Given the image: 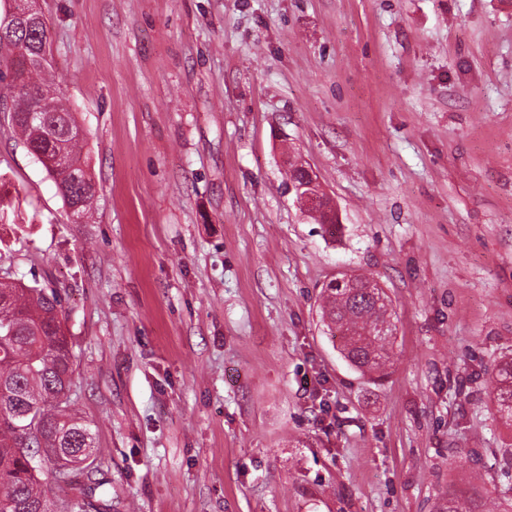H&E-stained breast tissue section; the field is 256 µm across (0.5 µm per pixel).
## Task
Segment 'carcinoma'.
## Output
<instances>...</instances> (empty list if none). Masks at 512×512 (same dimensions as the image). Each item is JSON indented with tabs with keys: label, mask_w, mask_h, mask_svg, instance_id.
Instances as JSON below:
<instances>
[{
	"label": "carcinoma",
	"mask_w": 512,
	"mask_h": 512,
	"mask_svg": "<svg viewBox=\"0 0 512 512\" xmlns=\"http://www.w3.org/2000/svg\"><path fill=\"white\" fill-rule=\"evenodd\" d=\"M0 20V49L24 46L31 64L23 70L30 91L7 84L11 125L34 154L58 149L82 162L83 135L62 97L46 107L41 93L50 90L45 74L50 62L40 55L48 26L9 30ZM67 207L81 220L91 217L95 183L86 168L49 170ZM357 287L333 280L323 290L322 319L342 339L344 358L363 375L383 372L391 362L396 327L379 325L393 316L391 301L370 280L353 276ZM56 292L0 280V512H112V495L96 490L97 448L87 421L72 407L74 355L59 319ZM491 396L501 419L512 426V358L502 361L492 378ZM49 471L62 496L48 499L42 475Z\"/></svg>",
	"instance_id": "carcinoma-1"
}]
</instances>
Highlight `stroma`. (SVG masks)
I'll list each match as a JSON object with an SVG mask.
<instances>
[{"instance_id":"obj_1","label":"stroma","mask_w":512,"mask_h":512,"mask_svg":"<svg viewBox=\"0 0 512 512\" xmlns=\"http://www.w3.org/2000/svg\"><path fill=\"white\" fill-rule=\"evenodd\" d=\"M40 7L98 194L74 222L0 112V277L62 296L114 512H507L512 0ZM344 273L392 300L383 376L321 321ZM305 169V178L301 184H297V188L295 190L297 201L302 205V207L310 214H314L316 212V203H317V195L320 193L319 188L316 187V179L311 170ZM312 188L314 192L306 191L307 189ZM492 377L491 396L505 424L512 426V358L502 361Z\"/></svg>"}]
</instances>
